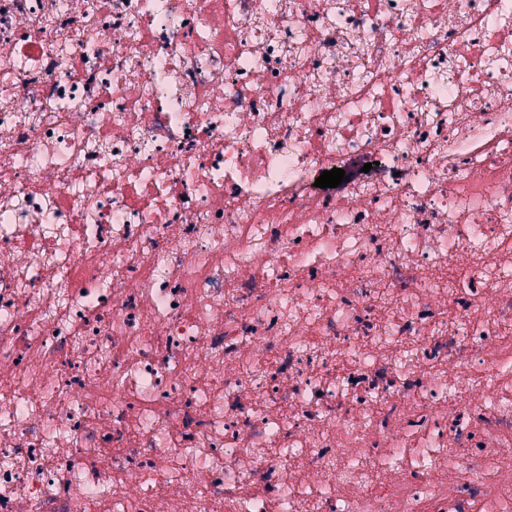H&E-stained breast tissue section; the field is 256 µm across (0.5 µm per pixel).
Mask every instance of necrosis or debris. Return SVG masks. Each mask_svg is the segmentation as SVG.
<instances>
[{
	"label": "necrosis or debris",
	"instance_id": "necrosis-or-debris-1",
	"mask_svg": "<svg viewBox=\"0 0 512 512\" xmlns=\"http://www.w3.org/2000/svg\"><path fill=\"white\" fill-rule=\"evenodd\" d=\"M0 512H512V0H0Z\"/></svg>",
	"mask_w": 512,
	"mask_h": 512
}]
</instances>
